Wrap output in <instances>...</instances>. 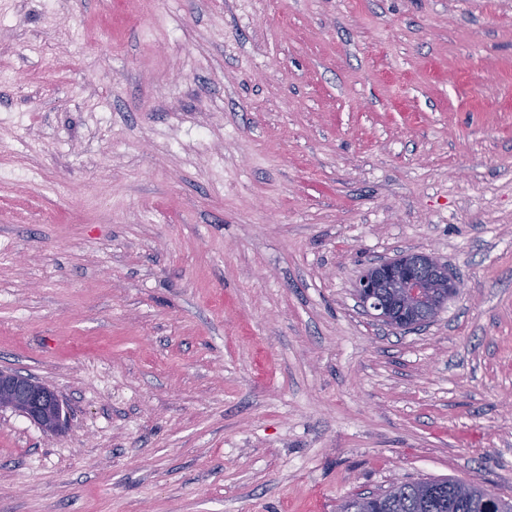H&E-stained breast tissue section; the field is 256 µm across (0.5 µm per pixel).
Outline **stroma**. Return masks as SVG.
Listing matches in <instances>:
<instances>
[{
	"mask_svg": "<svg viewBox=\"0 0 512 512\" xmlns=\"http://www.w3.org/2000/svg\"><path fill=\"white\" fill-rule=\"evenodd\" d=\"M461 291L378 326L369 262ZM0 512L512 498V0H0ZM460 288L457 274L434 252L404 251L370 263L354 292L358 306L381 326L418 330L457 296ZM0 409L19 413L53 432L63 425L56 393L21 374L0 371ZM484 489L452 478L402 481L378 494H355L345 498L341 512L360 504L371 512H512V500L495 497L486 502Z\"/></svg>",
	"mask_w": 512,
	"mask_h": 512,
	"instance_id": "1",
	"label": "stroma"
}]
</instances>
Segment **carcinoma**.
Returning a JSON list of instances; mask_svg holds the SVG:
<instances>
[{
	"mask_svg": "<svg viewBox=\"0 0 512 512\" xmlns=\"http://www.w3.org/2000/svg\"><path fill=\"white\" fill-rule=\"evenodd\" d=\"M359 504L369 512H512V500L485 501L484 489L452 478L402 481L378 494L345 498L340 512Z\"/></svg>",
	"mask_w": 512,
	"mask_h": 512,
	"instance_id": "obj_1",
	"label": "carcinoma"
}]
</instances>
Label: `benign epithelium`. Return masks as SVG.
<instances>
[{
  "instance_id": "benign-epithelium-1",
  "label": "benign epithelium",
  "mask_w": 512,
  "mask_h": 512,
  "mask_svg": "<svg viewBox=\"0 0 512 512\" xmlns=\"http://www.w3.org/2000/svg\"><path fill=\"white\" fill-rule=\"evenodd\" d=\"M460 288L457 274L435 253L404 251L370 263L354 292L358 306L378 324L393 330H418L457 296ZM1 407L47 430L57 432L62 427L56 393L21 374L0 371Z\"/></svg>"
}]
</instances>
